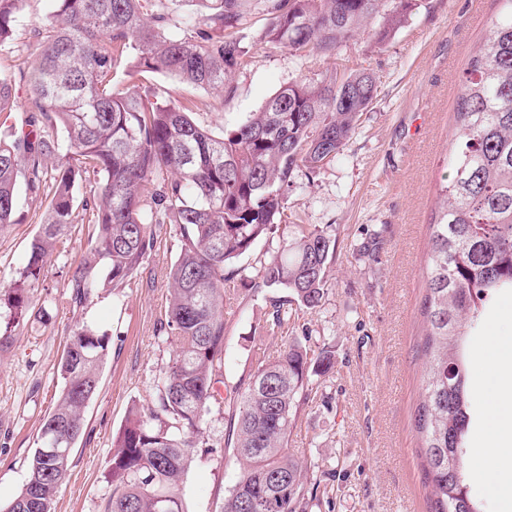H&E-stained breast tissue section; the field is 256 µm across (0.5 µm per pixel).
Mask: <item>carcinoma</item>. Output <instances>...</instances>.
Listing matches in <instances>:
<instances>
[{
	"label": "carcinoma",
	"instance_id": "1",
	"mask_svg": "<svg viewBox=\"0 0 512 512\" xmlns=\"http://www.w3.org/2000/svg\"><path fill=\"white\" fill-rule=\"evenodd\" d=\"M24 0H0V47L12 37ZM34 28L40 61L26 77L40 114L33 128L0 135V227L15 223L17 184L44 196L46 221L32 239L25 267L0 289V349L32 317L29 295L40 286L46 259L74 224L78 179L94 178L90 256L72 272L59 303L81 307L102 284L118 288L135 277L154 247L152 225H175L181 249L170 268L161 322L171 346L167 370L147 407L133 404L112 437L106 512H185L184 478L202 425L220 404L224 383V284L235 262L279 224L294 171L313 176L355 133L377 88L358 71L336 84L297 82L278 90L260 111L216 137L185 109L129 78L162 73L178 82L222 89L245 62L241 35L248 14L270 15L262 39L299 54H336L369 37L382 50L420 0H200L197 20L178 18L182 0H54ZM469 58L454 109L456 135L448 156L443 199L430 224L423 272L424 373L414 427L431 512H484L465 473L471 423L468 336L486 305L512 289V0ZM15 76L0 72V113L13 97ZM62 129L65 143L54 131ZM332 225L288 237L257 270L253 287L291 296L273 305L270 330L288 326V303L313 310L328 294L336 256ZM111 337L83 324L60 360L63 386L41 426L29 476L8 512H51L85 433V408L96 394ZM246 386L232 388L238 407L226 447L241 474L223 512H307L318 499L305 461L288 451L302 406L326 381L336 354L311 337L293 336L271 360L255 354Z\"/></svg>",
	"mask_w": 512,
	"mask_h": 512
}]
</instances>
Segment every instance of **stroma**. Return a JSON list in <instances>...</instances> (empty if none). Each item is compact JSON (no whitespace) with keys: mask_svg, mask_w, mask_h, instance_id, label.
Returning <instances> with one entry per match:
<instances>
[{"mask_svg":"<svg viewBox=\"0 0 512 512\" xmlns=\"http://www.w3.org/2000/svg\"><path fill=\"white\" fill-rule=\"evenodd\" d=\"M52 9L53 0H26L12 42L0 48V71L17 75L37 67L33 27ZM498 10L497 0H422L385 50L358 40L331 57L299 56L264 43L268 17L256 13L244 28L250 53L231 77L232 96L158 73L139 80L191 105L192 120L219 136L291 83L359 68L379 79L378 95L344 150L315 177L294 173L288 189L282 217L287 232L326 224L335 229L336 260L322 306L293 314L280 338L266 326L277 291L241 288L224 308L228 384L248 379L257 350L275 357L284 336L324 338L336 347L333 374L305 406L288 441L290 452L314 463L313 477L325 489L309 512H428L414 431L428 225L448 173L459 77ZM18 201L21 223L0 228V285L23 268L45 220L42 197L22 185ZM90 219V212L76 210L66 252L49 257L44 282L31 296L44 315L18 327L11 345L0 350V512L27 480L36 437L62 388L58 365L78 325L111 336L112 346L51 512H105L112 436L132 404H148L169 362L159 321L169 269L180 251L173 225H156L153 251L122 287L99 288L82 308L51 305L52 297L66 292L69 270L89 251ZM495 332L512 334L511 290L489 303L469 340L470 377L483 369L478 351ZM235 404L226 396L221 410L207 418L206 445L195 449L184 486L186 512H221L239 476L234 453L224 445Z\"/></svg>","mask_w":512,"mask_h":512,"instance_id":"1","label":"stroma"}]
</instances>
